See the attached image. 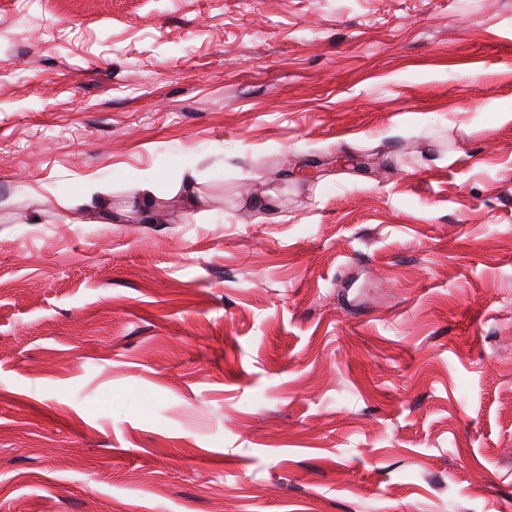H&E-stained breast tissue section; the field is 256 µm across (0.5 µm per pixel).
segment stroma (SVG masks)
<instances>
[{
  "label": "stroma",
  "mask_w": 512,
  "mask_h": 512,
  "mask_svg": "<svg viewBox=\"0 0 512 512\" xmlns=\"http://www.w3.org/2000/svg\"><path fill=\"white\" fill-rule=\"evenodd\" d=\"M0 512H512V0H0ZM109 189L106 185L88 180L86 182V190L85 194L75 200H72L67 204L68 208H75L77 206H82L85 202L90 201L92 198L97 197L100 201V207L96 211V216L98 219H95L93 222H89L90 224H108L112 222V210L109 209L106 205L105 197L108 195Z\"/></svg>",
  "instance_id": "stroma-1"
}]
</instances>
